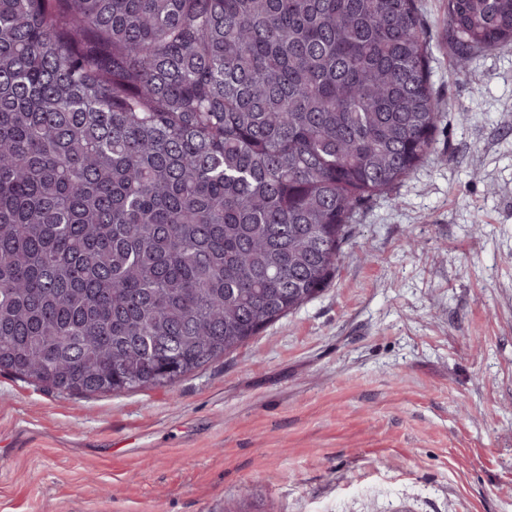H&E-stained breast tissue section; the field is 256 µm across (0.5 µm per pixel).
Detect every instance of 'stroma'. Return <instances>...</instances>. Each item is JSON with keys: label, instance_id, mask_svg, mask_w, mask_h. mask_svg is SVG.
<instances>
[{"label": "stroma", "instance_id": "stroma-1", "mask_svg": "<svg viewBox=\"0 0 512 512\" xmlns=\"http://www.w3.org/2000/svg\"><path fill=\"white\" fill-rule=\"evenodd\" d=\"M419 8L447 116L329 285L171 387L0 372V512H512V48Z\"/></svg>", "mask_w": 512, "mask_h": 512}]
</instances>
